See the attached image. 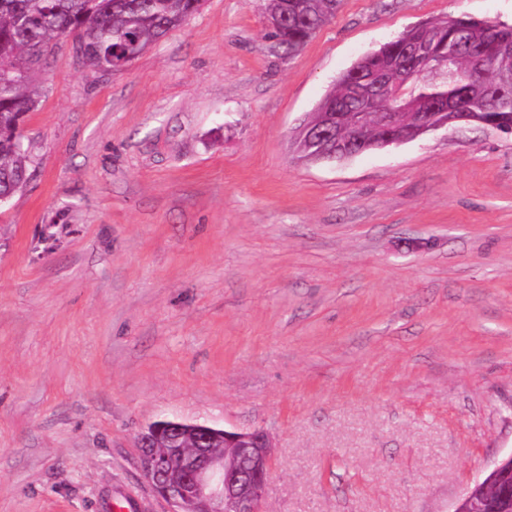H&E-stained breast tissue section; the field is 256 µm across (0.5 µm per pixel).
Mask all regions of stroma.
Returning <instances> with one entry per match:
<instances>
[{"label":"stroma","instance_id":"obj_1","mask_svg":"<svg viewBox=\"0 0 512 512\" xmlns=\"http://www.w3.org/2000/svg\"><path fill=\"white\" fill-rule=\"evenodd\" d=\"M265 7L47 56L0 207V512H169L137 435L174 416L270 433L266 512H448L512 453V137L294 145L363 54L512 0H341L292 55Z\"/></svg>","mask_w":512,"mask_h":512}]
</instances>
